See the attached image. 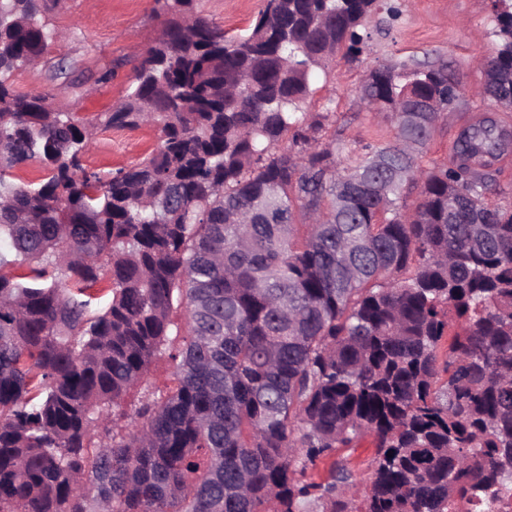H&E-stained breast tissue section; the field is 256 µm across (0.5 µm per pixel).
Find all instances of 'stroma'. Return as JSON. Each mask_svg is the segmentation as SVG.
<instances>
[{
  "label": "stroma",
  "mask_w": 512,
  "mask_h": 512,
  "mask_svg": "<svg viewBox=\"0 0 512 512\" xmlns=\"http://www.w3.org/2000/svg\"><path fill=\"white\" fill-rule=\"evenodd\" d=\"M154 0H58L49 17L68 31L65 41L49 54L73 65L72 78L50 79L43 68H26L13 76L16 90L46 96L53 106L94 116L112 109L133 79L131 62L144 54L161 27ZM261 7L260 0H199L203 15L229 33L248 28ZM492 26V0H413L400 19L371 27L366 52L356 61L337 59L330 73H315L312 110L333 99L336 128L348 141L390 140L395 129L385 114L358 106L364 75L373 67L414 56L421 60L444 57L448 70L465 92L463 105L439 124V132L420 155L422 167L449 164L451 147L461 129L484 114V75L478 59L491 51L485 32ZM122 65L111 83L95 78L114 60ZM159 144L156 128L108 129L99 132L83 156L85 166L109 171L140 162Z\"/></svg>",
  "instance_id": "stroma-1"
}]
</instances>
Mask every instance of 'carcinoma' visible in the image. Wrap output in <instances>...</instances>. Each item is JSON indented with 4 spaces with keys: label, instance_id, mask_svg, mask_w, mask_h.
Here are the masks:
<instances>
[{
    "label": "carcinoma",
    "instance_id": "cac0c4a2",
    "mask_svg": "<svg viewBox=\"0 0 512 512\" xmlns=\"http://www.w3.org/2000/svg\"><path fill=\"white\" fill-rule=\"evenodd\" d=\"M52 0H0V512H494L512 490V209L485 202L512 128L453 165L417 155L460 99L448 63L368 71L395 136L354 149L311 77L357 59L387 0H262L231 35L197 0L109 112L12 86L63 38ZM484 93L512 110V0ZM158 128L141 162L85 167L100 128ZM357 153L339 170V156ZM34 185L17 172L32 163ZM409 188L418 189L408 209ZM173 386L126 398L152 360ZM373 438L366 486L332 461Z\"/></svg>",
    "mask_w": 512,
    "mask_h": 512
}]
</instances>
